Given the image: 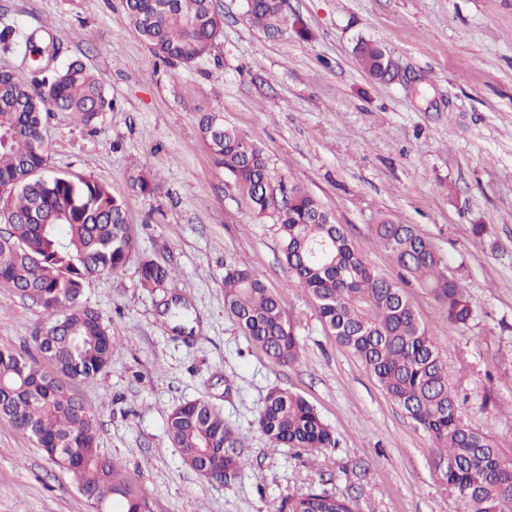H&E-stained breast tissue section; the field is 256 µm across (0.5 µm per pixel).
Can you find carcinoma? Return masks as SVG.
Masks as SVG:
<instances>
[{"instance_id": "1", "label": "carcinoma", "mask_w": 512, "mask_h": 512, "mask_svg": "<svg viewBox=\"0 0 512 512\" xmlns=\"http://www.w3.org/2000/svg\"><path fill=\"white\" fill-rule=\"evenodd\" d=\"M129 24L164 61L194 64L223 35L212 0H125ZM248 20L275 36L288 22L287 0H246ZM360 67L391 81V60L377 44L358 39ZM100 79L78 60L28 79L0 71V288L40 306L48 325L36 338L43 361L0 348V419L29 433L99 502L125 492L119 512H139L146 493L122 467L97 451L94 414L71 385L98 375L112 357V335L99 312L81 303L85 283L137 261L140 281L154 288L174 281L172 269L138 250L123 201L90 178L45 175V121L68 112L84 126L112 110ZM215 162L224 168L242 204L276 226L293 286L313 300L321 322L353 353L378 385L426 432L443 481L462 512H512V465L502 462L488 437L467 425L447 369L427 325L399 282L376 272L318 200L298 185L274 179L257 140L224 124L220 112L200 120ZM132 189L161 192L156 174L142 171ZM373 243L388 251L404 276L440 304L444 318L465 325L473 304L432 243L410 224L384 218ZM224 308L242 335L278 364L299 355L295 324L261 277L235 264L224 269ZM259 428L272 448L313 454L336 447V438L302 397L279 387L266 394ZM167 434L180 454L228 450V466L246 467L243 436L204 400L172 410ZM289 512H354L344 496L310 491L288 503Z\"/></svg>"}]
</instances>
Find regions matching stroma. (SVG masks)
I'll return each mask as SVG.
<instances>
[{
    "instance_id": "35a3bbf8",
    "label": "stroma",
    "mask_w": 512,
    "mask_h": 512,
    "mask_svg": "<svg viewBox=\"0 0 512 512\" xmlns=\"http://www.w3.org/2000/svg\"><path fill=\"white\" fill-rule=\"evenodd\" d=\"M212 2L223 36L184 65L155 55L123 0H0V28L13 30L0 69L31 75L23 59L52 43L57 65L82 61L113 102L92 129L48 114L47 174L108 186L139 251L177 273L176 285L146 288L132 263L84 286L82 303L114 341L109 365L74 387L95 414L98 451L145 489L146 512H288L289 499L312 490L352 499L356 512H459L431 439L291 285L273 224L238 202L199 122L220 112L257 139L274 178L310 191L378 271L401 276L369 242L381 218L432 242L473 319L448 323L428 292L407 291L462 417L512 463V0H288L303 31L275 38L249 22L244 0ZM361 37L389 52L399 81L381 84L360 68ZM143 170L159 172L162 195L132 191ZM230 263L258 273L296 323V363L272 362L240 334L224 309ZM175 292L192 334L164 313ZM44 323L37 306L0 289V348L35 351ZM274 386L315 408L335 448L315 460L271 450L257 418ZM201 398L245 437L249 464L231 483L200 478L168 438L172 409ZM96 510L33 437L0 419V512Z\"/></svg>"
}]
</instances>
